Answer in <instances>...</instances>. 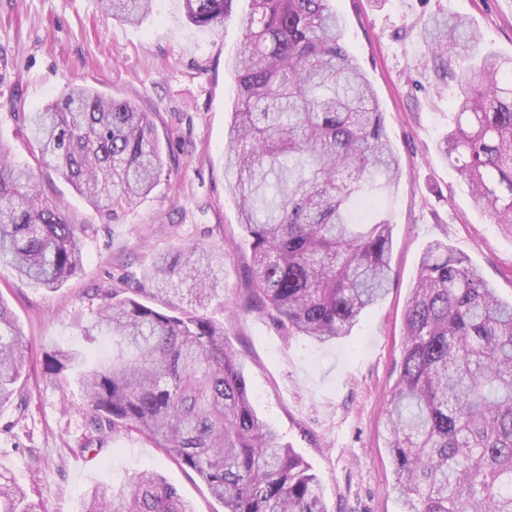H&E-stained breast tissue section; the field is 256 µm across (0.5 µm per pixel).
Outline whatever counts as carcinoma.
<instances>
[{
	"label": "carcinoma",
	"mask_w": 512,
	"mask_h": 512,
	"mask_svg": "<svg viewBox=\"0 0 512 512\" xmlns=\"http://www.w3.org/2000/svg\"><path fill=\"white\" fill-rule=\"evenodd\" d=\"M135 23L152 0H96ZM197 27L221 22L233 0H184ZM229 70L236 98L224 171L252 249L241 301L276 317L288 335L325 343L350 333L383 299L391 224L351 222L352 198L401 176L383 112L345 44L334 0H250ZM422 66L452 79L457 126L443 156L475 207L512 235V58L480 48L462 18L440 8L419 32ZM38 161L55 168L105 216L149 193L164 172L149 113L129 99L66 87L27 117ZM85 226L54 203L26 168L0 162V264L54 289L83 266ZM201 299L224 291V256L196 248ZM179 261L162 255L152 294L177 290ZM139 289L101 296L95 328L112 358L83 370L88 429L100 443L136 431L195 472L224 512H328L302 458L250 402L245 366L224 325L173 304L153 308ZM387 448L404 512H512V302L437 241L407 300ZM24 334L0 302V407L18 394ZM57 349L47 369L83 365ZM0 512H33L0 473ZM80 512H195L153 470L115 496L98 485Z\"/></svg>",
	"instance_id": "cac0c4a2"
}]
</instances>
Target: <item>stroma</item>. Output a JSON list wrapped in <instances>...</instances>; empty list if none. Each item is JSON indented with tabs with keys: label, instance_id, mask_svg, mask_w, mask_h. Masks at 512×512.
<instances>
[{
	"label": "stroma",
	"instance_id": "stroma-1",
	"mask_svg": "<svg viewBox=\"0 0 512 512\" xmlns=\"http://www.w3.org/2000/svg\"><path fill=\"white\" fill-rule=\"evenodd\" d=\"M248 3L233 0L226 20L200 29L183 0H153L136 24L107 16L95 0H0V148L86 226L84 264L58 288L23 284L0 267V301L26 342L22 397L0 406V471L25 490L35 512H78L93 486L118 494L144 469L165 476L196 512H224L193 472L137 432H118L103 448L85 451L91 434L84 394L71 372L46 368L47 353L57 348L80 349L91 360L111 353L108 337L85 335L99 297L148 285L158 255L193 244L223 251L222 296L197 306L189 275L172 301L223 323L246 365L257 416L308 464L328 512H403L392 490L387 400L404 309L427 248L448 243L512 300V236L474 206L441 155L455 127L458 88H441L419 65L421 25L442 6L471 20L485 49L511 58L512 0H334L400 160V180L369 200L393 224L388 291L348 336L326 343L286 335L274 316L238 306L251 247L224 178V130L234 101L228 64L240 47L239 17ZM69 85L134 100L149 112L161 142L160 183L116 217L98 214L34 158L22 116Z\"/></svg>",
	"mask_w": 512,
	"mask_h": 512
}]
</instances>
